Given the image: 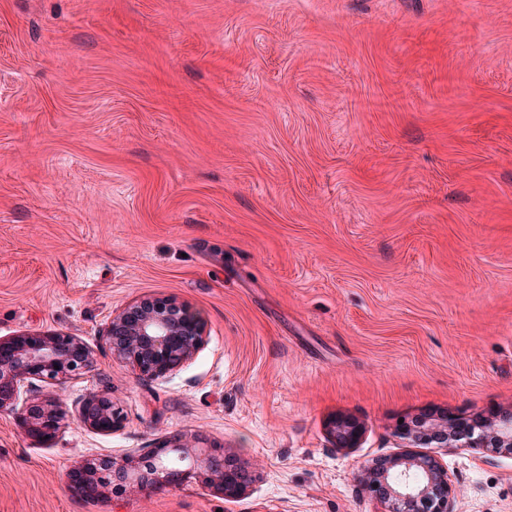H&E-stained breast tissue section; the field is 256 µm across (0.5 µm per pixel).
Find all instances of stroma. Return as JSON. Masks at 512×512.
<instances>
[{
  "instance_id": "1",
  "label": "stroma",
  "mask_w": 512,
  "mask_h": 512,
  "mask_svg": "<svg viewBox=\"0 0 512 512\" xmlns=\"http://www.w3.org/2000/svg\"><path fill=\"white\" fill-rule=\"evenodd\" d=\"M202 323L141 376L106 329ZM95 367L0 409V512H379L363 469L431 455L455 512H512V453L414 440L512 415V0H0V339ZM108 394L119 424H80ZM358 430L334 438L337 423ZM203 437L248 474L71 495L84 460ZM107 336L115 356L156 377L182 367L202 342L199 320L171 300L141 301L114 317ZM94 362L90 348L75 336L22 334L0 340V409L17 410L26 433L50 438L58 431L64 413L54 399L37 397L36 381L63 385L92 371ZM22 388L30 398L17 408ZM51 420L54 422L49 425Z\"/></svg>"
}]
</instances>
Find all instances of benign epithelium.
Here are the masks:
<instances>
[{"label": "benign epithelium", "instance_id": "7a95c632", "mask_svg": "<svg viewBox=\"0 0 512 512\" xmlns=\"http://www.w3.org/2000/svg\"><path fill=\"white\" fill-rule=\"evenodd\" d=\"M107 336L115 356L128 361L140 374L156 377L186 364L202 342L199 320L171 300L141 301L114 317ZM90 348L75 336L66 334H22L0 340V409L17 411L22 428L30 435L50 438L63 419V410L50 398L37 397L39 382L63 385L92 371ZM79 422L92 429L109 432L117 424L112 398L94 394L78 411ZM457 448H483L512 451V417L493 435L469 431L443 437ZM199 454L192 460L180 455L164 457L161 449L177 453L181 440L173 437L150 452L153 467L145 473L143 461L128 459L112 466L113 479L132 492L149 495L180 484L193 472L205 474L223 494H235L236 485L227 471L230 460L219 448L197 441ZM386 488L381 496V512H453V489L448 471L428 456H412L401 468L400 459L374 463L364 470Z\"/></svg>", "mask_w": 512, "mask_h": 512}]
</instances>
